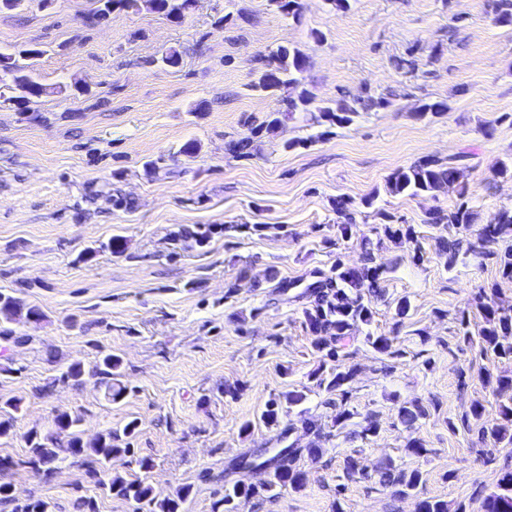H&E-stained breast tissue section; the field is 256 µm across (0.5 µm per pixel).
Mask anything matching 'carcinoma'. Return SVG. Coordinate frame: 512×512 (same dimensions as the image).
<instances>
[{
  "mask_svg": "<svg viewBox=\"0 0 512 512\" xmlns=\"http://www.w3.org/2000/svg\"><path fill=\"white\" fill-rule=\"evenodd\" d=\"M195 0H97L98 6L91 20L99 22L108 19L113 11L146 9L159 14L170 22L182 24ZM493 21L502 26H512V0H491L489 4ZM45 54L38 46L19 48L12 53L0 52V73L7 76L6 90L12 95L0 94V100L13 105H24L32 97H40L49 93L35 77V65ZM260 66L258 82L253 87L263 91H278L286 87L300 84V76L310 65L309 57L298 48L280 47L268 54H260L255 58ZM282 107L275 112H268L258 118L252 114L242 119L246 134L231 139L225 144V150L236 158L253 156L255 144L262 139L276 135L286 122L294 118L295 112L310 104L307 91L302 90L295 96L281 99ZM361 99L352 101L342 99L332 106L318 108V123L329 127H343L353 121L358 113ZM458 187L460 197L466 196V186L460 183V171L457 167L445 163L438 158L427 157L416 161L407 168L395 171L389 178L387 190L392 195L433 194L449 187ZM351 201L338 196L332 201L333 210L344 217L345 222L338 225L342 237H348L353 224V213L350 212ZM386 224L382 225L383 235L391 242L402 239L412 241L416 231L410 224H394L392 216L381 214ZM473 221V213L465 201L455 209L445 211L435 208L427 213L426 223L435 226L454 224L468 231ZM268 229L266 224H226L218 229L213 225H196L185 227L177 232L176 238L190 241L197 247L206 246L217 231L224 233H247L260 235ZM512 241V210L499 213L493 224H486L478 230L477 241L499 242ZM440 251L451 252L448 266L456 262L460 250L465 253L478 254L477 247L471 242L456 241L450 245L445 240L439 241ZM387 268L375 262L374 249L364 247L362 259L357 265H347L341 260L328 269H315L305 278L276 279L270 273L269 280L275 282L273 294L286 296L293 293V299L301 302L302 318L305 329L312 336V348L317 355L318 367L311 373L316 386L331 396L327 404L343 405L336 412L334 424L340 425L354 417V411L348 408L350 399L349 385L356 376V367L346 363L345 349L357 339L355 332L363 326L368 327L373 319V301L385 296L384 274ZM498 288L479 292L478 303L482 310L484 323L477 336L468 330L465 316H460V332L467 343L477 342L481 355L492 359L512 360V305H505L498 300ZM40 319L39 309L30 307L21 298L0 292V323H11L20 319ZM365 344L377 352L389 357H397L400 351L393 349V339L389 336H375L365 333ZM121 360L112 354L99 359L95 374L101 376V383L112 400L120 399L126 388L112 380L120 376ZM495 392L500 397V420L494 423L482 421V412L474 406L470 413L461 417L463 427L469 429L475 425L482 439H491L494 444L507 442L512 444V376H499L495 380ZM303 399L300 393L289 392L282 398L270 400L262 412L261 421L269 426L280 428L277 444L281 448L269 457H262L249 451L239 457L233 467L241 472L253 465H264L270 469L269 479L263 483H252L242 479L224 489V496L214 503V512H233L232 503L240 498L251 499L267 497L274 489H290L301 491L306 476L297 465L303 453L317 456L322 452L320 446L323 432L317 421L302 417L300 426L294 423H282V403L296 404ZM21 401L6 400L0 403V437L9 434L12 427V414L20 411ZM429 416V410L414 401L399 408L398 418L406 428L412 429L420 420ZM81 419L68 412L55 416L54 429L43 435L29 437L30 458L28 463L35 466H52L62 456L93 457L99 467L88 471L89 480L107 495L116 494L126 500H133L138 509L146 512H182V504L191 495L192 487H179L175 494L160 498L155 494L154 487L147 481V474L153 468L149 457L135 459V463L143 476L126 481L120 476H112V460L132 454L130 444L138 433L139 423L133 419L120 430L107 429L99 433L93 440L83 439L79 430ZM310 437V441L302 446L296 433ZM379 483L394 489L396 495L417 492L422 483V474L417 469H399L392 462H381L375 467ZM0 504L12 505V512H52L51 504L43 499L29 498L17 500L11 486L0 483ZM483 512H512V468L502 472L497 482V491L485 497Z\"/></svg>",
  "mask_w": 512,
  "mask_h": 512,
  "instance_id": "carcinoma-1",
  "label": "carcinoma"
}]
</instances>
